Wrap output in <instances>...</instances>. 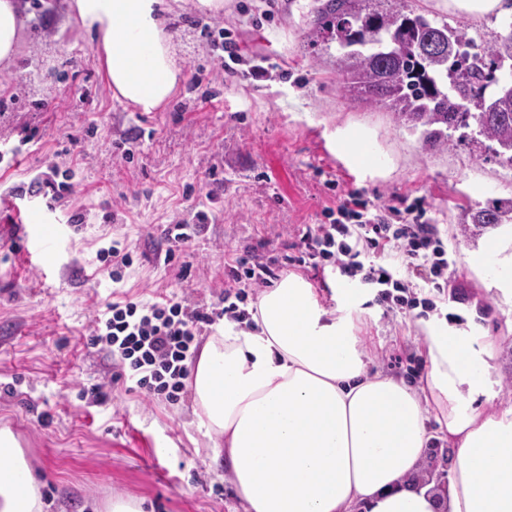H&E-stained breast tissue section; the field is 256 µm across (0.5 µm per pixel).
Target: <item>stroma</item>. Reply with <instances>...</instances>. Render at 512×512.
I'll use <instances>...</instances> for the list:
<instances>
[{
	"instance_id": "obj_1",
	"label": "stroma",
	"mask_w": 512,
	"mask_h": 512,
	"mask_svg": "<svg viewBox=\"0 0 512 512\" xmlns=\"http://www.w3.org/2000/svg\"><path fill=\"white\" fill-rule=\"evenodd\" d=\"M323 2L224 0L221 12L203 13L195 0H169L185 78L164 111L145 114L113 98L92 35L60 0H21L18 54L0 69V425L37 474L44 512H107L116 496L140 499L144 512H244L211 464L214 439L190 393L147 401L131 382L114 381V360L90 345L91 321L113 299L218 303L227 263L250 250L281 261V275L303 278L349 320L370 372L409 382L411 367L427 368L413 314L386 311L364 285V302L349 304L333 266L317 272L292 261L303 228L326 223L350 190L378 204L425 201L465 296L451 299L403 264L399 276L432 298L439 318L460 315L491 336L499 383L485 410L512 408V223L477 236L459 226L462 209L512 199V170L458 131L448 147L431 148L384 108L348 97L335 48L311 38ZM407 3L467 27L479 45L503 31L497 14ZM220 28L244 51L230 72L217 62ZM257 64L267 78L252 76ZM353 137L372 153L354 166L336 151ZM42 180L57 185L55 201L31 194ZM23 211L40 223L17 229ZM175 224L197 231L169 260ZM45 237L47 264H26L24 251ZM492 239L499 250L485 251ZM113 246L132 252L118 282L100 256ZM478 250L476 269L467 255Z\"/></svg>"
}]
</instances>
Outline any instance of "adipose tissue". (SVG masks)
<instances>
[{
	"label": "adipose tissue",
	"mask_w": 512,
	"mask_h": 512,
	"mask_svg": "<svg viewBox=\"0 0 512 512\" xmlns=\"http://www.w3.org/2000/svg\"><path fill=\"white\" fill-rule=\"evenodd\" d=\"M94 35L114 97L162 110L183 79L166 0H70ZM256 326H218L190 372L193 413L214 435L245 512H512V410L488 414L497 352L489 337L427 323L417 389L369 375L350 322L310 284L283 277L258 298ZM436 420L455 450L445 492L408 488ZM38 481L0 427V512H43Z\"/></svg>",
	"instance_id": "obj_1"
}]
</instances>
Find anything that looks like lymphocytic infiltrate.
I'll return each mask as SVG.
<instances>
[{
    "instance_id": "f902f5d3",
    "label": "lymphocytic infiltrate",
    "mask_w": 512,
    "mask_h": 512,
    "mask_svg": "<svg viewBox=\"0 0 512 512\" xmlns=\"http://www.w3.org/2000/svg\"><path fill=\"white\" fill-rule=\"evenodd\" d=\"M300 244L298 264L332 265L348 282L376 287L379 301L391 307L430 306L429 300L408 297V283L397 278L390 265L394 259L435 288L449 289L452 298L461 296L449 281L448 251L438 229L418 202L402 209L380 207L360 192H347L338 200L335 218L307 227ZM364 253L371 255V262L361 261ZM228 269L230 283L222 306L192 308L174 296L153 303L115 301L94 318L92 345L108 349L122 377L133 381L148 399L178 401L197 336L220 319L248 320V313L239 308L246 290L271 287L277 277L273 265L255 254L234 258Z\"/></svg>"
}]
</instances>
